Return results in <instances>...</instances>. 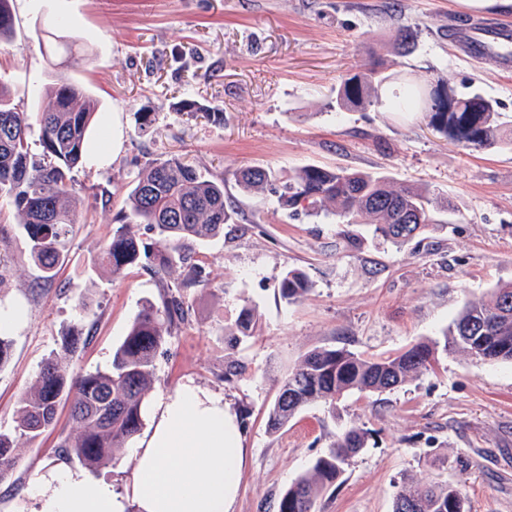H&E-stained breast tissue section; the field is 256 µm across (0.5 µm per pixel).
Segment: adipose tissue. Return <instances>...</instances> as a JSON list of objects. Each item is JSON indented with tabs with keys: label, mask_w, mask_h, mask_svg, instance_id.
Instances as JSON below:
<instances>
[{
	"label": "adipose tissue",
	"mask_w": 512,
	"mask_h": 512,
	"mask_svg": "<svg viewBox=\"0 0 512 512\" xmlns=\"http://www.w3.org/2000/svg\"><path fill=\"white\" fill-rule=\"evenodd\" d=\"M147 410L123 490L60 462L33 473L34 512H232L245 450L223 397L186 384Z\"/></svg>",
	"instance_id": "obj_1"
}]
</instances>
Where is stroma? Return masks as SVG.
I'll list each match as a JSON object with an SVG mask.
<instances>
[{"label":"stroma","mask_w":512,"mask_h":512,"mask_svg":"<svg viewBox=\"0 0 512 512\" xmlns=\"http://www.w3.org/2000/svg\"><path fill=\"white\" fill-rule=\"evenodd\" d=\"M10 8L16 35L0 51V77L16 101L43 109L36 78L68 76L119 114L122 148L108 153L111 126L95 130L96 157L74 173L80 221L54 282L28 263L14 212L0 213V304L25 306L0 368V430L14 429L19 399L63 336L87 338L73 370L105 369L142 308L173 294L186 314L165 335L151 396L190 381L238 416L246 454L233 512H275L280 492L353 426L366 431V445L315 512H393L403 486L448 482L467 512H512L510 361L441 351L403 386L354 391L335 410L314 403L278 431L267 426L279 381L307 352L398 354L440 338L468 302L512 282V150L465 148L421 114L380 103L336 109L341 81L376 64L396 80L480 92L512 128V73L459 57L448 38L449 24L512 20V8L466 12L457 0H10ZM49 15L69 21L71 52H51ZM406 28L417 30V45L402 55L394 40ZM184 99L222 120L179 109ZM172 156L223 180L233 223L214 238L186 240L185 262L168 269L146 258L117 276L99 269L140 172ZM243 165L379 172L397 186L428 187L451 210L398 247L362 219L283 210L273 194L241 192L232 172ZM286 268L303 270L310 284L292 304L279 294ZM246 306L257 309L258 326L229 346L225 331ZM228 355L245 365L231 378ZM77 432L63 404L54 429L18 438L0 512L26 500L32 472L57 461L59 437Z\"/></svg>","instance_id":"obj_1"}]
</instances>
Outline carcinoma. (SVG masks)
<instances>
[{"instance_id":"cac0c4a2","label":"carcinoma","mask_w":512,"mask_h":512,"mask_svg":"<svg viewBox=\"0 0 512 512\" xmlns=\"http://www.w3.org/2000/svg\"><path fill=\"white\" fill-rule=\"evenodd\" d=\"M15 23L9 0H0V45L11 44ZM389 76L377 67L345 79L336 90V109L363 106L378 95ZM49 105L36 113L14 104L9 84L0 77V201L14 210L27 236V259L46 283L54 281L66 260V243L77 224L80 200L73 195V171L81 166L93 130L108 118L97 101L77 82L50 76L41 86ZM394 112H420L432 129L448 139L475 149L512 146V133L499 127L493 103L479 92L456 95L405 79L388 100ZM38 123L41 153L31 151L32 122ZM247 194L265 191L275 183L282 207L302 205L316 209L332 205L340 218L360 216L375 235L402 246L433 226L434 212L444 202L428 190L396 187L380 173L303 166L281 179L275 170L247 166L233 173ZM130 217L156 232L153 259L160 266L185 260L178 254L183 239L207 240L233 221L224 203V180L205 178L178 158L154 162L139 174L127 196ZM141 243L129 224L112 231L98 257V266L117 275L141 259ZM309 290L306 274L297 268L279 275V293L295 302ZM185 316L184 302L172 297L158 307H143L105 370L74 373L68 360L80 336H66L44 365L29 392L18 401L15 432L0 431V480L16 464L14 433L39 438L56 420L58 406L70 404L77 424L76 437L59 443L69 459L96 469L112 459L143 427V412L152 389L154 360L168 325ZM259 319L256 308L245 306L236 319L240 335L247 336ZM462 350L488 361H512V283L492 289L486 301L470 302L443 333V339L423 340L406 352L370 360L344 349L308 352L282 377L268 414L269 428L288 424L302 409L321 402L335 408L336 399L352 392L376 393L405 384L432 367L438 350ZM367 432L346 431L313 463L311 472L295 480L278 499L277 512H314L318 496L336 487L349 459L364 447ZM411 504L414 512H467L457 485L426 489L405 486L393 512Z\"/></svg>"}]
</instances>
